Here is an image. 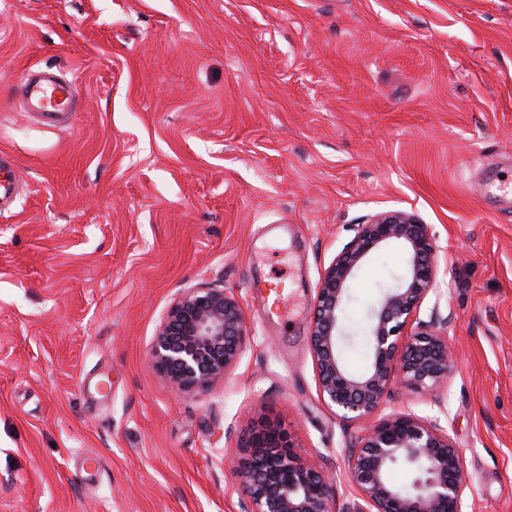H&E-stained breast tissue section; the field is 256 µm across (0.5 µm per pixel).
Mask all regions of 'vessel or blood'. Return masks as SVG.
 I'll return each mask as SVG.
<instances>
[{
	"label": "vessel or blood",
	"instance_id": "b4317fda",
	"mask_svg": "<svg viewBox=\"0 0 512 512\" xmlns=\"http://www.w3.org/2000/svg\"><path fill=\"white\" fill-rule=\"evenodd\" d=\"M20 89L28 111L42 113L46 122L56 124L70 117L78 94V80L58 79L30 70L22 75Z\"/></svg>",
	"mask_w": 512,
	"mask_h": 512
}]
</instances>
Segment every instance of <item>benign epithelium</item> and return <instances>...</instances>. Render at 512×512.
Masks as SVG:
<instances>
[{"label": "benign epithelium", "mask_w": 512, "mask_h": 512, "mask_svg": "<svg viewBox=\"0 0 512 512\" xmlns=\"http://www.w3.org/2000/svg\"><path fill=\"white\" fill-rule=\"evenodd\" d=\"M403 247V274L367 317L370 363L350 372L342 359V313L348 285L363 263L386 245ZM437 292L436 245L413 212L386 210L356 225L353 238L325 270L310 328V348L322 401L346 422L378 412L396 386L434 389L454 368L448 338L419 320ZM244 313L235 295L200 284L186 291L160 321L149 358L153 371L182 392L208 387L239 360ZM280 426L265 421L245 439L237 468L251 512H335L336 479L298 462ZM403 464L410 483L390 480ZM347 479L358 500L346 512H462L466 485L458 449L436 425L409 414L379 420L349 450Z\"/></svg>", "instance_id": "7a95c632"}]
</instances>
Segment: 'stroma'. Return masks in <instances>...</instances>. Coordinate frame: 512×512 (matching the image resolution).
<instances>
[{
  "mask_svg": "<svg viewBox=\"0 0 512 512\" xmlns=\"http://www.w3.org/2000/svg\"><path fill=\"white\" fill-rule=\"evenodd\" d=\"M77 76L49 125L28 69ZM0 512H248L235 467L278 420L356 499L360 422L321 400L309 345L325 270L377 212L436 243L435 322L456 363L379 417L437 424L463 512H512V0H0ZM405 253L350 284L343 357ZM233 293L237 365L184 393L148 366L188 288Z\"/></svg>",
  "mask_w": 512,
  "mask_h": 512,
  "instance_id": "stroma-1",
  "label": "stroma"
}]
</instances>
